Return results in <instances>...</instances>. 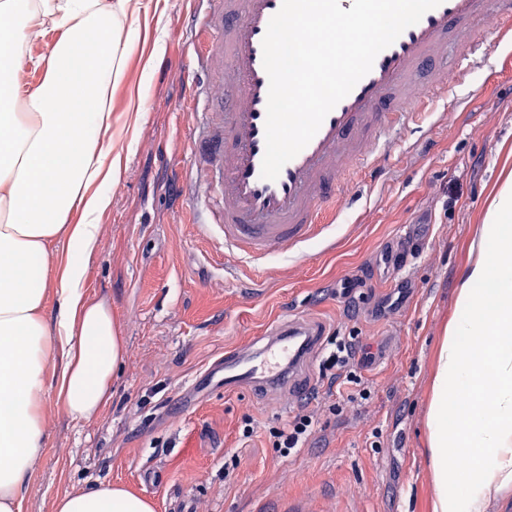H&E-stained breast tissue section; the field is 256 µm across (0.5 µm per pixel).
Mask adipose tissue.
I'll return each mask as SVG.
<instances>
[{
  "label": "adipose tissue",
  "instance_id": "obj_1",
  "mask_svg": "<svg viewBox=\"0 0 512 512\" xmlns=\"http://www.w3.org/2000/svg\"><path fill=\"white\" fill-rule=\"evenodd\" d=\"M134 15L132 0H0V512H23L47 402L89 418L110 401L123 357L111 307L84 287L117 174L108 100L139 39ZM49 28L59 38L31 56ZM28 65L43 70L38 85L15 79ZM511 223L512 171L485 209L487 248L467 267L439 348L428 408L433 512H482L512 485ZM62 238L68 254L49 322L50 246ZM458 452L472 456L467 472L448 463ZM53 512L155 506L106 483L56 497Z\"/></svg>",
  "mask_w": 512,
  "mask_h": 512
}]
</instances>
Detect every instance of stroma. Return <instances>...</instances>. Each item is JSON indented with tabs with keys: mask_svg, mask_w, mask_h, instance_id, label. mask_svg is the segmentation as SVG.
Wrapping results in <instances>:
<instances>
[{
	"mask_svg": "<svg viewBox=\"0 0 512 512\" xmlns=\"http://www.w3.org/2000/svg\"><path fill=\"white\" fill-rule=\"evenodd\" d=\"M141 2V38L111 94L118 179L86 258V293L111 307L125 355L111 400L89 419L48 409L23 512H52L55 497L103 482L152 499L155 512H263L291 500L302 512H432V381L512 148V56L488 44L495 72L465 76L448 61L456 95L425 133L404 132L382 175L352 174L372 192L336 231L334 248L314 242L309 263L276 259L259 269L225 251L220 231L189 221L179 181L196 117L173 105L188 93L190 4ZM401 237L407 252L395 283L409 293L378 316L389 291L369 279ZM350 280L364 286L349 300ZM301 312L326 323L322 345L354 337V371L367 396L327 395L311 365L317 432L284 457L268 430L294 414V398L191 382L226 350ZM250 413L258 422L246 438Z\"/></svg>",
	"mask_w": 512,
	"mask_h": 512,
	"instance_id": "1",
	"label": "stroma"
}]
</instances>
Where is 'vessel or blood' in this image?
I'll return each instance as SVG.
<instances>
[{"instance_id":"b4317fda","label":"vessel or blood","mask_w":512,"mask_h":512,"mask_svg":"<svg viewBox=\"0 0 512 512\" xmlns=\"http://www.w3.org/2000/svg\"><path fill=\"white\" fill-rule=\"evenodd\" d=\"M189 21L197 115L190 155V195L203 230L220 227L224 247L259 266L289 254L309 261L306 243L338 223L350 197L352 169L381 170L399 131L424 130L448 100L440 64L456 54L462 72L485 63V39L471 27L491 14L494 42L512 45V0H442L405 29L326 116L320 129L276 180L261 176L269 91L262 41L282 0H204ZM325 326L291 313L262 336L226 351L217 369L225 390L286 389L295 400L311 392L301 372Z\"/></svg>"}]
</instances>
